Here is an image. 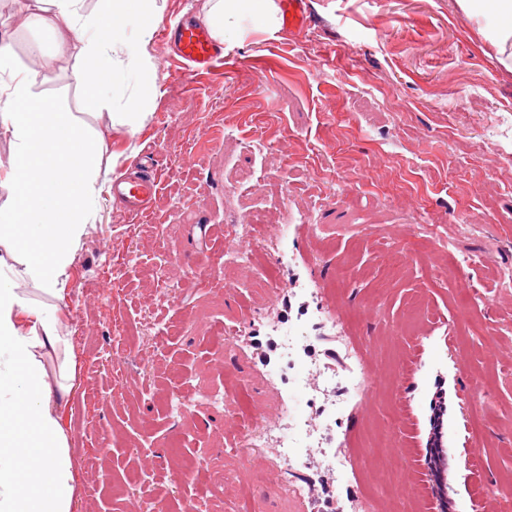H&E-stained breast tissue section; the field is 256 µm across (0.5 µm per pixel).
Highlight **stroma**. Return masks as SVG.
I'll return each instance as SVG.
<instances>
[{"label": "stroma", "mask_w": 512, "mask_h": 512, "mask_svg": "<svg viewBox=\"0 0 512 512\" xmlns=\"http://www.w3.org/2000/svg\"><path fill=\"white\" fill-rule=\"evenodd\" d=\"M308 8L312 22L297 36L272 31L264 11L228 13L224 46L237 63L193 91L158 33L148 38L157 68L147 117L135 135L112 132L100 161L133 153L122 169L152 163L162 190L150 216L134 217L101 189L59 304L78 373L60 413L77 512H127L148 498L156 512H173L182 497L198 499L201 512H224L230 500L245 512H295L260 464L225 453L219 434L225 412L246 422L273 405L224 330L243 309L266 307L277 279L245 249L273 247L269 227L285 220L315 225L319 279L345 305L349 332L370 337L377 376L392 358L404 361L395 393L373 394L370 413L358 414L350 395L333 396L326 429L308 443L333 458L342 419L362 448L443 373L477 392L453 417L458 437L480 446L467 486L512 512L502 489L512 479V71L492 45L495 19L467 16L457 0H308ZM34 91L61 100L86 128L99 126L86 92L59 65ZM345 185L352 193L335 200ZM224 225L235 238L218 237ZM398 249L419 261L390 270ZM205 257L219 276L210 287L191 277ZM416 300L424 323L446 320L447 341L415 373L420 335L400 328ZM466 303L473 319L464 329L457 314ZM174 384L192 402L183 417L166 408ZM228 384L240 400L212 404L210 394ZM176 431L178 448L169 444ZM398 435L407 450L391 460L392 495L370 477L361 495L415 512L401 492L414 476L427 489V512H439L430 432L402 426ZM185 457L223 475V490L172 486L169 473Z\"/></svg>", "instance_id": "35a3bbf8"}]
</instances>
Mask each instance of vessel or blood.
<instances>
[{"mask_svg":"<svg viewBox=\"0 0 512 512\" xmlns=\"http://www.w3.org/2000/svg\"><path fill=\"white\" fill-rule=\"evenodd\" d=\"M274 4L276 29L291 33L305 29L307 0H274ZM159 35L170 45L171 57L179 63V75L187 87H194L202 76H223L226 62L224 46L213 37L203 21L187 17L174 24L166 22L160 26ZM160 186V172L149 166L118 180L112 188V196L126 213L145 216L151 212ZM273 230L276 240L287 238L292 244L291 253L276 255L277 264L287 266L292 261L296 267L289 269L282 284L274 289L264 314L246 312L236 325L225 328L224 333L242 350L257 377L275 394L278 405L275 412L259 413L246 427L236 417L226 416L224 444L235 449L244 461L263 459L266 471L274 474L284 491L290 493L297 505V512H339L333 488L342 485L348 498L358 499L364 460L354 453L348 440L344 439L340 442L339 451L351 465V475L344 480H337L333 465L322 466L311 460L301 463L291 461L284 446L282 430L291 416L296 396L280 368L279 339L293 332L297 325L291 302L295 288L300 285L309 288L310 294L302 304L303 309L312 311L322 326L332 330L331 335L311 336L302 344L303 353L313 366L304 383L311 392L306 401L304 424L308 431H315L326 410L325 401L315 393L319 379L315 367L319 364L328 367L340 359L334 331L341 324L343 306L316 280L312 265L314 225L277 224ZM352 353L362 366V379L356 384L355 390L359 396L357 405L364 413L370 405L368 393L374 376L367 343H358Z\"/></svg>","mask_w":512,"mask_h":512,"instance_id":"vessel-or-blood-1","label":"vessel or blood"}]
</instances>
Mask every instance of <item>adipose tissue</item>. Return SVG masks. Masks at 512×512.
<instances>
[{
  "instance_id": "1",
  "label": "adipose tissue",
  "mask_w": 512,
  "mask_h": 512,
  "mask_svg": "<svg viewBox=\"0 0 512 512\" xmlns=\"http://www.w3.org/2000/svg\"><path fill=\"white\" fill-rule=\"evenodd\" d=\"M84 0H20L0 24V98L13 105L0 119L14 155L0 163V512H75L76 486L69 437L59 408L75 387V363L59 368L48 383L47 357L68 351L57 307L34 302L21 283L36 282L40 294L61 299L75 251L93 220L98 191L114 166H101L99 130H87L33 87L46 63L67 64L71 45L82 63L71 70L101 107L112 102L119 75L150 78L155 58L140 11L161 18L157 0H101L97 13L82 14ZM470 16L491 13L501 26L494 46L504 54L512 42V0H459ZM37 32L26 65L14 61L17 33Z\"/></svg>"
}]
</instances>
